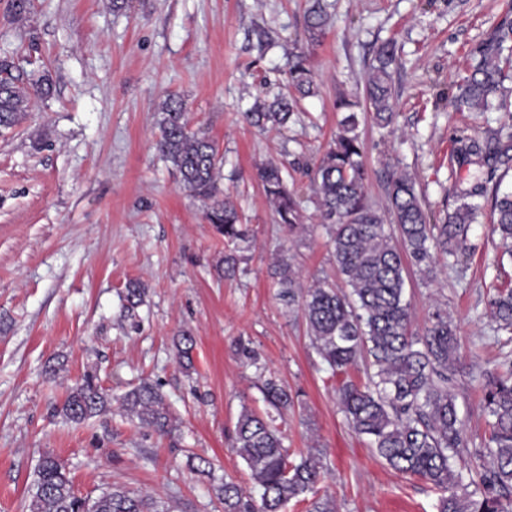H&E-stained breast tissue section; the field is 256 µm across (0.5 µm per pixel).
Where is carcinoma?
I'll return each mask as SVG.
<instances>
[{
    "mask_svg": "<svg viewBox=\"0 0 512 512\" xmlns=\"http://www.w3.org/2000/svg\"><path fill=\"white\" fill-rule=\"evenodd\" d=\"M328 25L322 0H311L307 10L309 38L321 37ZM512 28L481 46L470 73L457 84L458 107L485 109L489 97L506 78L504 43ZM391 45L381 46L369 65L363 100L341 97L336 110L344 113L336 134L319 159L312 180L319 217L330 232L336 271L342 286L317 278L304 284L291 259L282 256L273 276L279 298L288 311L304 321L317 355L334 375H344L366 363L367 381L345 380L338 387V402L350 429L367 441L372 451L393 470L421 478L448 490L437 512H512V355L503 354L491 372L481 375V406L488 437L480 444L467 436L457 407L460 350L448 311L437 307L423 333L411 331V305L406 279L416 269L425 280L434 277V255L458 257L470 251L469 231L478 206L469 202L482 196L478 186L461 196L460 204L441 222L431 218L413 178L391 170L386 180L387 213L368 204L367 169L358 132L362 110L373 123L390 127L395 120ZM16 66L0 57V128L20 124L36 100L50 93L47 80L27 82L14 74ZM288 82L302 97L315 93L316 81L304 53L292 52ZM297 100L284 94L257 97L244 112L257 128L288 126ZM157 149L178 173L183 189L194 198L211 201L206 219L233 248L224 254V276L233 277L253 239L240 222L236 203L219 195L217 178L222 156L214 141L190 130L184 102L172 95L159 108ZM512 125L490 138H465L457 153L482 156L496 163L512 159ZM267 200L279 223L293 232L304 215L296 195L288 190L281 166L274 161L258 171ZM493 232L501 255L512 258V191H494ZM146 288L131 281L125 288V308L134 312ZM495 332L512 343V287L500 290L489 302ZM177 357L192 366L194 338L182 330L175 343ZM269 410L260 415L243 408L232 437V447L261 490L260 501L246 495L232 481L217 488L224 512H283L291 501L311 498L310 512H336L332 497L318 495L324 481L321 450L309 448L291 457L276 421L294 405V398L275 378L260 386ZM130 421L159 436L175 430L174 417L157 385L143 381L120 396H112L92 375L71 388L60 412L81 422L107 410L111 402ZM29 512H170L157 497L125 485H111L93 498L75 493L66 466L51 453L44 454L29 491Z\"/></svg>",
    "mask_w": 512,
    "mask_h": 512,
    "instance_id": "1",
    "label": "carcinoma"
}]
</instances>
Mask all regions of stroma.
Returning a JSON list of instances; mask_svg holds the SVG:
<instances>
[{
  "label": "stroma",
  "mask_w": 512,
  "mask_h": 512,
  "mask_svg": "<svg viewBox=\"0 0 512 512\" xmlns=\"http://www.w3.org/2000/svg\"><path fill=\"white\" fill-rule=\"evenodd\" d=\"M331 21L313 41L308 0H31L15 21L0 0V55L48 76L50 97L26 121L0 130V512H26L42 454L56 455L75 492L98 495L111 484L160 496L172 512H224L222 479L251 487L228 436L242 408L266 412L262 377L295 398L280 427L290 454L323 452L324 490L336 512H436L445 491L399 474L349 429L332 378L306 326L288 312L272 276L291 254L304 281L336 279L326 229L311 189L313 168L336 135L337 97H362L378 47L396 46L393 131L362 118L367 199L386 203L385 172H408L435 219L461 192L486 179L512 188V167L457 157L460 139L512 124L508 108L457 109L455 84L474 64L473 49L504 22L512 0H330ZM304 52L317 75L314 95L284 130L262 131L243 114L255 96L287 92L288 54ZM186 104L192 131L223 157L218 187L232 194L253 237L235 278H225V245L205 219L207 203L188 197L155 148L159 106ZM281 164L306 216L305 230L278 224L257 167ZM472 249L457 267L437 259V278L411 276L412 331L435 305L447 308L462 352L458 405L466 431L486 426L470 376L499 354L488 315L497 282V234L489 196L476 199ZM141 281L145 302L127 312L121 293ZM196 340L193 366H180L173 338ZM246 342L258 354L244 364ZM120 394L157 383L177 428L158 437L118 409L81 423L59 413L85 374ZM209 460L212 473L190 469Z\"/></svg>",
  "instance_id": "obj_1"
}]
</instances>
